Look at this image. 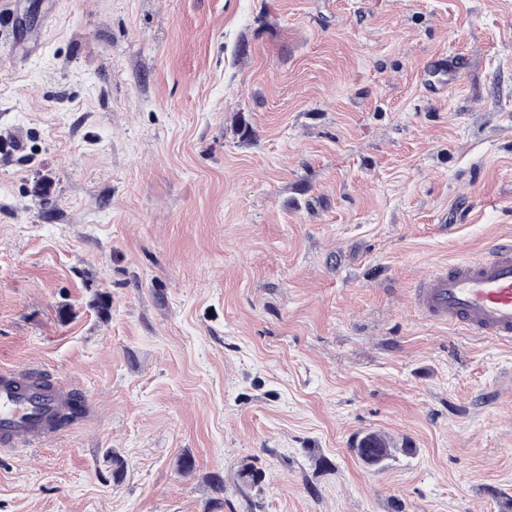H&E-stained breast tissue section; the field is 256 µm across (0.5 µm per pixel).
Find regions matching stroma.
Instances as JSON below:
<instances>
[{
	"instance_id": "obj_1",
	"label": "stroma",
	"mask_w": 512,
	"mask_h": 512,
	"mask_svg": "<svg viewBox=\"0 0 512 512\" xmlns=\"http://www.w3.org/2000/svg\"><path fill=\"white\" fill-rule=\"evenodd\" d=\"M504 238L512 0H0V368L90 411L0 512H512V345L412 299ZM237 478L240 487L255 488L265 481V472L248 458L242 459L237 467Z\"/></svg>"
}]
</instances>
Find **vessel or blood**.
<instances>
[{
  "label": "vessel or blood",
  "instance_id": "b4317fda",
  "mask_svg": "<svg viewBox=\"0 0 512 512\" xmlns=\"http://www.w3.org/2000/svg\"><path fill=\"white\" fill-rule=\"evenodd\" d=\"M426 319L512 343V243L462 258L422 279L415 297ZM73 390L40 367L0 369V448H38L59 432Z\"/></svg>",
  "mask_w": 512,
  "mask_h": 512
}]
</instances>
